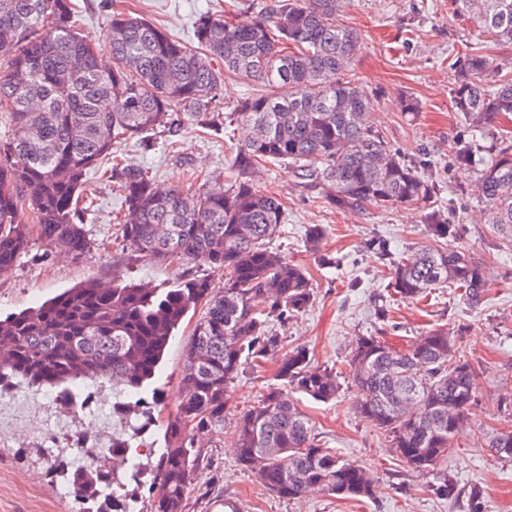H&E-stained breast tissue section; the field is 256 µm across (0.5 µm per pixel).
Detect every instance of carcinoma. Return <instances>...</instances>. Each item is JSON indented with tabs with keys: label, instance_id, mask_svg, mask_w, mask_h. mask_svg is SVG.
<instances>
[{
	"label": "carcinoma",
	"instance_id": "cac0c4a2",
	"mask_svg": "<svg viewBox=\"0 0 512 512\" xmlns=\"http://www.w3.org/2000/svg\"><path fill=\"white\" fill-rule=\"evenodd\" d=\"M462 3L493 40L512 43V0ZM195 40L185 45L121 10L112 12L104 37L93 40L77 31L71 0H0V118L7 124L0 135V270L29 248L25 201L46 251L63 247L78 259L95 248L79 204L87 173L120 140L158 127L175 140L191 121L215 124L213 102L232 74L256 86L224 116L241 130L246 166L286 162L344 211L425 205L429 244L394 262L393 295L417 299L434 288H456L479 301L482 268L451 243L456 228L431 203L436 180L374 127V100L350 73L362 40L340 20L339 0H262L247 25L229 9L202 14ZM103 50L112 58L108 69L99 63ZM452 103L481 133L499 115L512 114V78L482 49H471ZM112 178L123 198L119 231L128 248L168 264L221 266L224 288L205 276L169 288L89 282L0 320V384L20 379L59 387L58 404L67 409L83 395L79 381L106 379L119 388L112 449H96L102 461L79 472L57 456L50 471L78 499L112 503L97 512H137L128 486L149 472L151 512H185L204 460L198 437L224 432L232 385L245 369L273 358L276 383L233 426L238 465L280 498L372 497L374 471L323 447L293 400L295 394L317 403L335 399L336 370L313 363L304 346L284 349L270 328L305 312L314 298L304 268L270 247L284 220L280 196L250 181L227 190L167 189L118 162ZM478 196L487 223L511 235L512 145L496 147L480 172ZM197 312L163 454L154 464L119 455L151 426L144 387L170 338ZM347 365L355 411L389 438L408 468L430 471L448 460L478 400V383L446 331L430 329L407 348L357 336ZM488 447L511 461L505 449H512V430L494 432Z\"/></svg>",
	"mask_w": 512,
	"mask_h": 512
}]
</instances>
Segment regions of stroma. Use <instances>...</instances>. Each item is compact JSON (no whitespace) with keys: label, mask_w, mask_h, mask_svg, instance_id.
I'll list each match as a JSON object with an SVG mask.
<instances>
[{"label":"stroma","mask_w":512,"mask_h":512,"mask_svg":"<svg viewBox=\"0 0 512 512\" xmlns=\"http://www.w3.org/2000/svg\"><path fill=\"white\" fill-rule=\"evenodd\" d=\"M81 34L103 37L113 7L151 20L173 38L194 43L195 21L202 12L220 13L235 4L239 21L253 15L252 0H74ZM341 18L363 39L352 64L358 82L375 98L376 129L390 146L412 161H428L440 185L436 205L448 209L461 248L483 268L486 288L471 303L452 288H438L422 300L391 298V264L427 240L424 210L418 205L343 211L322 187L310 186L287 165L268 162L255 170L239 161V132L215 126H188L179 142L163 132L150 145L133 138L122 143L123 163L148 172L160 186L179 189L230 187L253 179L262 190L280 195L286 220L272 245L309 274L314 300L302 314L279 327L285 345H303L315 363L336 369L341 390L334 401L300 399L323 447L365 465L377 476L372 498L358 502L311 494L297 499L270 494L236 462L231 434L244 408L257 405L263 386L273 381L275 362L247 370L230 391L223 435L206 440L208 465L187 497L185 512H224L225 503L240 512H512V462L497 459L488 435L512 429V244L486 216L475 183L487 154L472 168L452 159L472 129L452 106L456 65L466 49L483 48L503 73H512V47L493 42L455 0H341ZM415 99L418 111L402 108ZM82 200L85 222L97 239L95 249L77 260L47 253L39 239L18 262L0 273V318L41 305L64 290L89 281L108 285L146 283L167 288L179 278L207 275L215 288L224 285L219 268L162 264L132 252L117 230L121 197L105 169L90 171ZM320 225L319 252L305 246V234ZM194 323L186 321L174 336L149 392L158 393L155 426L144 435L153 457L166 446L165 422L181 397L186 349ZM440 328L478 372L479 397L466 416L465 432L440 469L418 473L400 461L387 439L354 408L356 392L348 379L346 356L354 337L375 335L408 347L422 332ZM50 425L15 435L0 445V512H84L85 502L50 477V455L34 442Z\"/></svg>","instance_id":"stroma-1"}]
</instances>
